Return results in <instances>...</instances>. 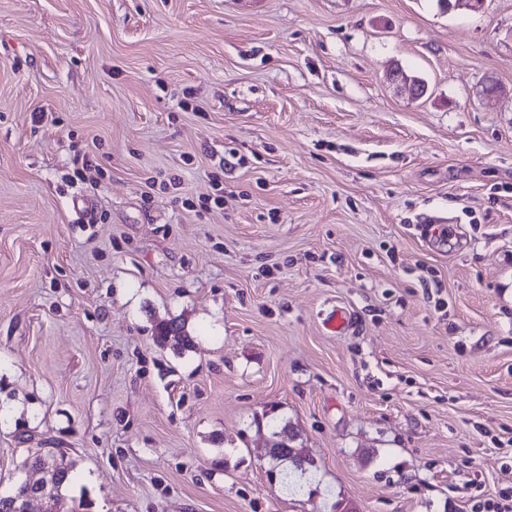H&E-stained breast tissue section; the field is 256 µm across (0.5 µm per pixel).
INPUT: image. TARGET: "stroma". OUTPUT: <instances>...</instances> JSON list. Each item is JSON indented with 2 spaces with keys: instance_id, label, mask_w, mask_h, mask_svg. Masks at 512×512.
I'll use <instances>...</instances> for the list:
<instances>
[{
  "instance_id": "stroma-1",
  "label": "stroma",
  "mask_w": 512,
  "mask_h": 512,
  "mask_svg": "<svg viewBox=\"0 0 512 512\" xmlns=\"http://www.w3.org/2000/svg\"><path fill=\"white\" fill-rule=\"evenodd\" d=\"M48 448L87 512L511 495L512 0H0V491ZM155 335L156 341L163 344L166 343L169 336H173L178 340L177 347L181 351H189L196 348L194 337L190 336L185 329V322L177 318L159 323L156 327Z\"/></svg>"
}]
</instances>
